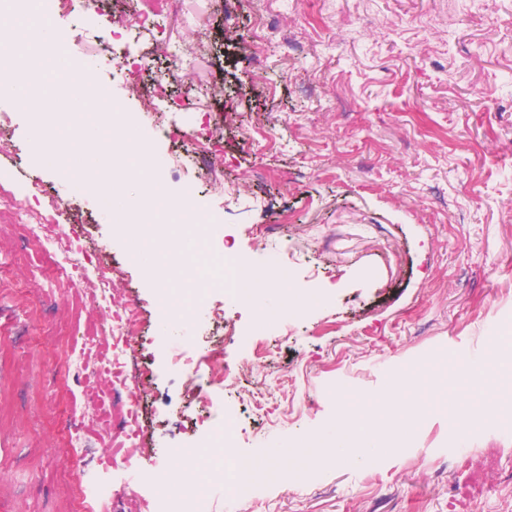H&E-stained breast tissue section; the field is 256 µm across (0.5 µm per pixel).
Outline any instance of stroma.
<instances>
[{
  "mask_svg": "<svg viewBox=\"0 0 512 512\" xmlns=\"http://www.w3.org/2000/svg\"><path fill=\"white\" fill-rule=\"evenodd\" d=\"M143 0H100L105 21L82 25L79 11L49 17L47 39H62L64 61L112 86L122 113H139L155 152L179 153L176 172L156 171L172 199L197 188L200 216L218 215L228 240L211 249L221 266L199 262L219 282L196 296V280L177 289L191 311L189 357L215 346L212 310L253 317L230 291L229 261L263 268L260 233L281 249L293 288L319 296L258 336L224 341V361L260 354L272 371L295 379L271 412L255 414L240 392L209 388L216 423L235 408V457L256 440L301 445L329 427L336 397L359 395L413 370L422 387L458 383L441 360L494 357L492 327L512 335V0H321L308 21L305 0H151L145 29L117 38L122 10ZM298 33L302 47L278 37L257 44L268 23ZM187 52L172 97L147 104L129 95L126 56L153 55L166 71L167 51ZM65 80L41 81L30 105L0 94V184L12 203L0 207V256L12 264L0 288V503L8 512H76L89 485L112 488V512H164L152 473L169 466L168 448H200L208 472L218 448L204 447L182 372L158 333V294L143 265L127 260L129 237L103 219L89 189L63 183L33 135ZM223 116L218 175L191 145L171 139L205 113ZM69 202L67 218L85 249L102 251L140 328L131 346L149 373L145 439L156 449L140 459L142 477L108 466L80 472L70 431L112 446L120 396L110 370L83 378L61 371L88 343L107 346L109 308L50 278L44 257L26 249L18 213L37 190ZM296 412L285 415L286 404ZM408 442L363 462H301L282 479L246 489L240 512H512V394L474 413L462 438L445 409L406 396Z\"/></svg>",
  "mask_w": 512,
  "mask_h": 512,
  "instance_id": "obj_1",
  "label": "stroma"
}]
</instances>
